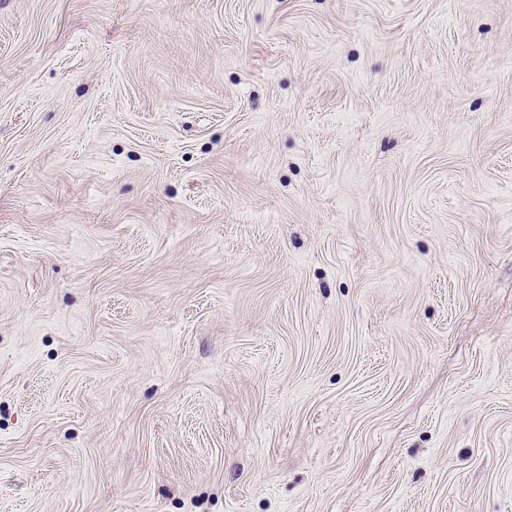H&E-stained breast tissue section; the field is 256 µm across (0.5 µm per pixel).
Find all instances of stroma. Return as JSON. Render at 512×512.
<instances>
[{"label": "stroma", "mask_w": 512, "mask_h": 512, "mask_svg": "<svg viewBox=\"0 0 512 512\" xmlns=\"http://www.w3.org/2000/svg\"><path fill=\"white\" fill-rule=\"evenodd\" d=\"M0 512H512V0H0Z\"/></svg>", "instance_id": "stroma-1"}]
</instances>
